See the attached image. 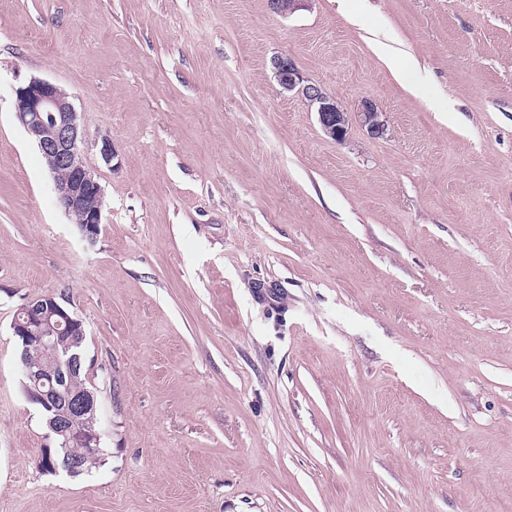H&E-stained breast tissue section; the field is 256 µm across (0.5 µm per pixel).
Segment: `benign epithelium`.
<instances>
[{
    "label": "benign epithelium",
    "mask_w": 512,
    "mask_h": 512,
    "mask_svg": "<svg viewBox=\"0 0 512 512\" xmlns=\"http://www.w3.org/2000/svg\"><path fill=\"white\" fill-rule=\"evenodd\" d=\"M277 82L284 92H296L315 109L325 136L343 141L352 122H357L372 138L386 134L385 121L376 105L365 99L357 111L349 113L323 89L306 80L289 57L271 60ZM14 110L18 123L35 142L53 177L57 204L92 241L100 233L104 193L96 173L83 159V132L70 94L48 80L33 77L15 88ZM12 333L26 341L41 343L46 356L65 361L56 375L48 374L41 363L20 358L19 365L29 395L43 402L53 416L48 420L53 442L41 449L39 464H51L69 474L81 470L82 459L64 455L56 462L59 448H81L86 455L99 452L105 433L96 424L95 395L75 384L74 361L67 357V339L85 333L83 322L70 313L53 295H41L21 306L11 324Z\"/></svg>",
    "instance_id": "obj_1"
}]
</instances>
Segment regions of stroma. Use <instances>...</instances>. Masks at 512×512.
I'll use <instances>...</instances> for the list:
<instances>
[{
    "label": "stroma",
    "mask_w": 512,
    "mask_h": 512,
    "mask_svg": "<svg viewBox=\"0 0 512 512\" xmlns=\"http://www.w3.org/2000/svg\"><path fill=\"white\" fill-rule=\"evenodd\" d=\"M419 69L394 77L374 35ZM291 57L379 139L327 138ZM65 88L86 239L14 89ZM115 151L104 163L97 147ZM82 320L100 460L43 469L18 308ZM512 503V0H0V512ZM271 64L282 91H296L307 102L308 107L315 108L321 130L328 138L336 142L343 141L353 119L372 138H380L386 134L385 121L381 119V112L372 101L363 100L356 112L349 113L319 85L305 80L291 58L275 56Z\"/></svg>",
    "instance_id": "stroma-1"
}]
</instances>
